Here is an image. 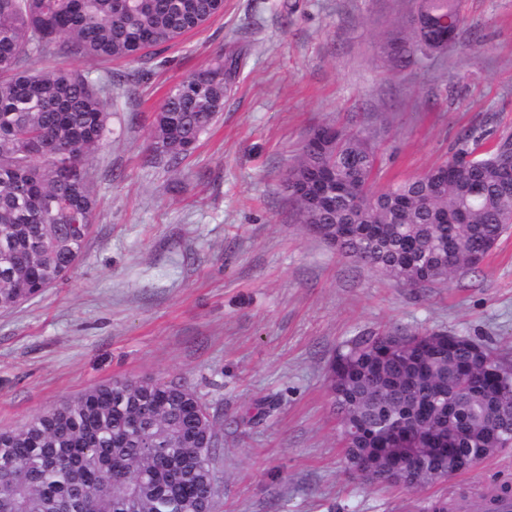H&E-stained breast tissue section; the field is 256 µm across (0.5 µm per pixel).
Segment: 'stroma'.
<instances>
[{
	"mask_svg": "<svg viewBox=\"0 0 512 512\" xmlns=\"http://www.w3.org/2000/svg\"><path fill=\"white\" fill-rule=\"evenodd\" d=\"M455 43L395 67L383 43L409 0H224V14L126 65L89 159L97 210L76 266L0 311V431L97 385L175 381L218 429L214 512H408L512 483V451L413 491L348 478L327 366L377 330L481 339L512 360V232L477 271L409 288L298 223L284 189L321 126L371 136L378 185L449 159L460 134L512 135V0H461ZM239 68L178 170L148 167L158 106L218 54ZM276 399L266 419L257 405Z\"/></svg>",
	"mask_w": 512,
	"mask_h": 512,
	"instance_id": "stroma-1",
	"label": "stroma"
}]
</instances>
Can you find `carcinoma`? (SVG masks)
I'll return each mask as SVG.
<instances>
[{"label": "carcinoma", "instance_id": "cac0c4a2", "mask_svg": "<svg viewBox=\"0 0 512 512\" xmlns=\"http://www.w3.org/2000/svg\"><path fill=\"white\" fill-rule=\"evenodd\" d=\"M224 0H0V309L63 278L81 259L96 209L88 159L109 133L112 86L33 60L78 57L137 62L198 32ZM409 33L387 40L403 66L453 42L459 0H416ZM233 61L217 56L169 89L143 163L179 168L224 111ZM333 131L317 151L306 140L287 177L330 182L339 193L292 196L302 224L356 262L411 288L477 268L512 227V176L500 147L466 134L452 160L372 190L378 155L367 137ZM43 241L35 251L33 240ZM359 336L329 365L333 409L348 469L395 431L424 457L401 486L441 480L448 463L468 471L512 448V368L470 336ZM218 434L202 398L178 382L116 380L0 431V512H213L211 454ZM431 448H446L437 455ZM512 496L504 483L465 507Z\"/></svg>", "mask_w": 512, "mask_h": 512}]
</instances>
